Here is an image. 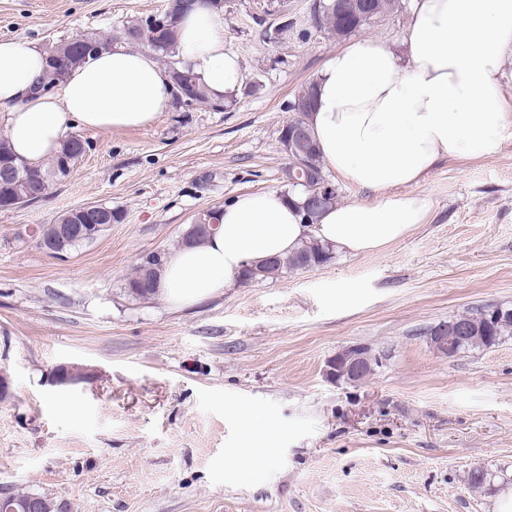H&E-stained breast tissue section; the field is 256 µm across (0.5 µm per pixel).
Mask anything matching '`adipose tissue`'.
<instances>
[{"label":"adipose tissue","instance_id":"adipose-tissue-1","mask_svg":"<svg viewBox=\"0 0 512 512\" xmlns=\"http://www.w3.org/2000/svg\"><path fill=\"white\" fill-rule=\"evenodd\" d=\"M179 54L215 101L237 95L241 71L224 48L223 14L188 12ZM510 59L512 0H412L405 53L379 38L353 40L324 63L309 114L326 165L374 199L333 206L308 224L301 193L239 194L211 238L167 257L159 296L192 306L311 237L355 255L405 238L429 212L412 189L437 162L495 155L512 129L503 83ZM45 68V54L26 42L0 41V121L15 156L33 167L58 154L73 127H143L172 99L153 56L120 45L90 56L48 94L36 89Z\"/></svg>","mask_w":512,"mask_h":512}]
</instances>
